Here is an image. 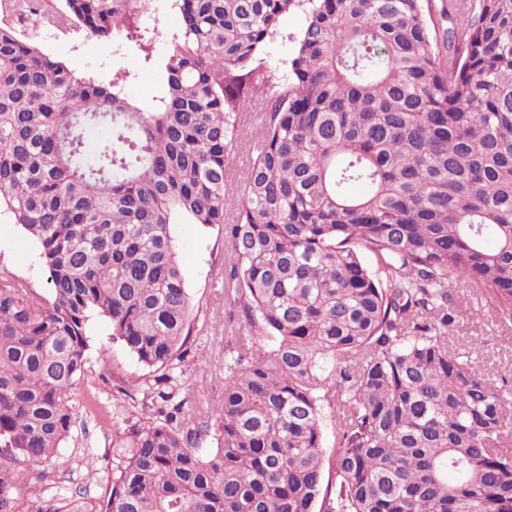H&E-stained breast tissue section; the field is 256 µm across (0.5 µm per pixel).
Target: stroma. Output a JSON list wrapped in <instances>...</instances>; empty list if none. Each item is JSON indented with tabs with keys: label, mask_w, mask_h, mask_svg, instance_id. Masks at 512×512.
<instances>
[{
	"label": "stroma",
	"mask_w": 512,
	"mask_h": 512,
	"mask_svg": "<svg viewBox=\"0 0 512 512\" xmlns=\"http://www.w3.org/2000/svg\"><path fill=\"white\" fill-rule=\"evenodd\" d=\"M144 24L155 37L154 60L143 63L137 46L99 41L83 35L46 34L43 27L26 22L21 29L34 36L42 49L63 61L79 74H90L111 81L113 74L129 72L122 86L125 96L145 108H153L164 93L165 76L161 61L173 34L180 29L181 19L172 0H149ZM178 256L186 286L195 311V322L189 339L190 351L182 365L179 379L182 392L188 393V411L196 412L220 401L224 393V266L229 251L224 234L202 224H178L174 227ZM8 272L14 281L48 296V273L38 258L36 243L6 217L0 216V272ZM466 315L455 327L454 341L461 350L480 344L478 362L494 376L512 372V331L499 327L491 316L484 297L467 292L462 297ZM88 349L85 375L77 381L79 399H93L104 411H111L113 396L123 381H153L156 369L138 362L122 342L113 340L108 320L92 315L87 328ZM112 435L102 430L93 419L77 425L72 435L60 446L55 458V480H25L23 498L41 506H60L75 484L90 487V497L83 503L92 508L94 500L103 498L112 474Z\"/></svg>",
	"instance_id": "obj_1"
}]
</instances>
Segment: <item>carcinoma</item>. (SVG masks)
<instances>
[{"instance_id": "cac0c4a2", "label": "carcinoma", "mask_w": 512, "mask_h": 512, "mask_svg": "<svg viewBox=\"0 0 512 512\" xmlns=\"http://www.w3.org/2000/svg\"><path fill=\"white\" fill-rule=\"evenodd\" d=\"M62 2L0 11L153 58L146 0ZM174 2L151 110L127 74L80 76L0 25V212L50 291L0 275V512H21L15 464L50 462L76 426L93 313L163 371L139 391L165 403L112 423L97 512H512V380L451 340L460 290L512 325V0ZM293 11L281 74L264 48ZM259 100L229 223L227 167ZM179 219L230 250L224 395L203 417L169 389L191 314Z\"/></svg>"}]
</instances>
